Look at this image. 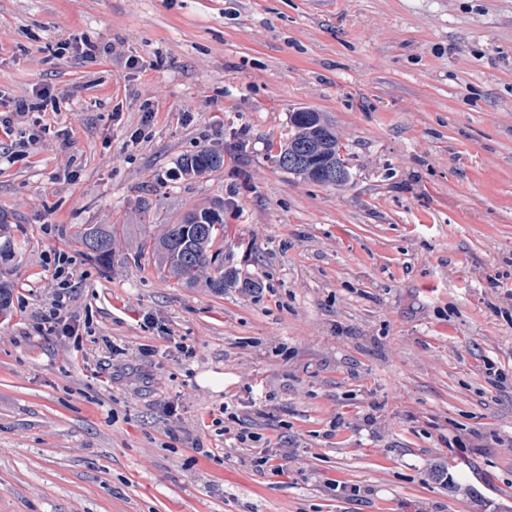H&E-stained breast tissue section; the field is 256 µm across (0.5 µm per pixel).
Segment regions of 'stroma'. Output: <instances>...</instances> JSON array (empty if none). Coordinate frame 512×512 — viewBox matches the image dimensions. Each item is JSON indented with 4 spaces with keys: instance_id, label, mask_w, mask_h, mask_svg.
I'll list each match as a JSON object with an SVG mask.
<instances>
[{
    "instance_id": "1",
    "label": "stroma",
    "mask_w": 512,
    "mask_h": 512,
    "mask_svg": "<svg viewBox=\"0 0 512 512\" xmlns=\"http://www.w3.org/2000/svg\"><path fill=\"white\" fill-rule=\"evenodd\" d=\"M72 34L96 56L58 55ZM44 89L0 131L37 137L0 163V512H512V0H0V113ZM303 108L332 119L345 184L274 162ZM210 148L221 168L180 176ZM217 200L236 287L139 257ZM59 249L90 326L39 339ZM257 402L287 475L224 455V406ZM84 228L79 233L81 244L101 263L108 262L112 255V230L101 224Z\"/></svg>"
}]
</instances>
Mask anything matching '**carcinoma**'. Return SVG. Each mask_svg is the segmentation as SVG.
I'll return each instance as SVG.
<instances>
[{
	"instance_id": "carcinoma-1",
	"label": "carcinoma",
	"mask_w": 512,
	"mask_h": 512,
	"mask_svg": "<svg viewBox=\"0 0 512 512\" xmlns=\"http://www.w3.org/2000/svg\"><path fill=\"white\" fill-rule=\"evenodd\" d=\"M292 133L287 143L280 146L274 162L288 155V151L301 146L308 148L318 157L319 167L334 170L340 164L336 146L339 138L332 121L322 112L308 111L302 120L291 116ZM224 164V155L215 150H201L181 160V175L193 178L202 173L217 169ZM224 204L194 209L186 214L179 224H169L158 238L142 243L139 255L149 251L159 257L167 268L170 277L179 283L191 285L197 282L205 269L214 274L208 276L207 287L216 293L224 292V262L221 251L214 249L219 231L224 229ZM81 244L101 263L112 255V230L101 224L84 228L79 233Z\"/></svg>"
}]
</instances>
